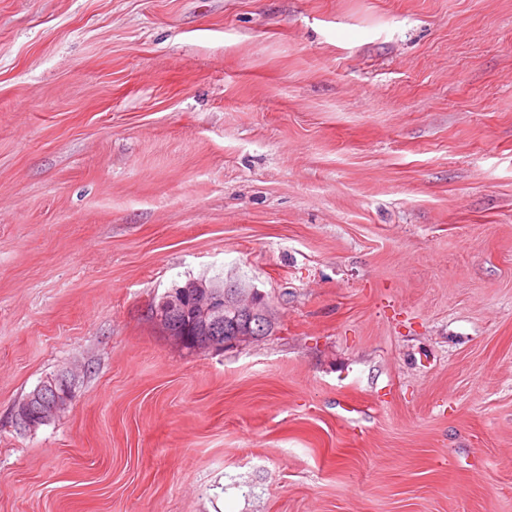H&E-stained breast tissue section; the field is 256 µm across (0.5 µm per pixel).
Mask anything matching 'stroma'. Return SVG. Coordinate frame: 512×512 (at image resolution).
Here are the masks:
<instances>
[{"mask_svg":"<svg viewBox=\"0 0 512 512\" xmlns=\"http://www.w3.org/2000/svg\"><path fill=\"white\" fill-rule=\"evenodd\" d=\"M0 512H512V0H0ZM195 299H189L188 304L184 297V289L174 288L166 292L160 299L158 305L153 308L151 305L153 321L163 336L182 345L183 336L179 335L181 327H175L171 316L176 312H185L194 316L201 313L203 321L210 325L221 328L224 321L231 322L233 328L226 332L224 341L212 343L200 350L227 351L248 344L257 338V330L253 329L252 322L264 328V321H268L272 328L276 325V317L264 294L256 288H249L240 283L223 284L221 282L197 281L193 285ZM191 301V302H190ZM240 317L247 319L245 323L238 324ZM201 320L186 322L179 319V323L189 324L187 329L190 336V344L184 346L190 350L194 344H200L215 336L209 325ZM253 330L255 332H253ZM75 376L69 371L47 377L38 385L33 393L14 409L15 424L20 430L34 431L42 425L53 421L61 411L65 410L75 397ZM46 390L53 391V398L43 402L42 396ZM42 404L40 410L32 412L33 405Z\"/></svg>","mask_w":512,"mask_h":512,"instance_id":"stroma-1","label":"stroma"}]
</instances>
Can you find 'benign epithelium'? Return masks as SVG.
<instances>
[{"instance_id": "benign-epithelium-1", "label": "benign epithelium", "mask_w": 512, "mask_h": 512, "mask_svg": "<svg viewBox=\"0 0 512 512\" xmlns=\"http://www.w3.org/2000/svg\"><path fill=\"white\" fill-rule=\"evenodd\" d=\"M194 299L186 302L184 289L174 288L166 292L153 308V321L160 333L169 339L182 342L181 328L171 319L176 312L192 316L201 314L203 321L220 328L230 322L233 328L226 332L224 341L205 346L207 350L227 351L257 339L253 325L264 326V322L276 325V317L264 294L256 288L240 283L197 281L193 285ZM75 397V376L64 371L46 378L33 393L14 409L17 427L23 431H34L53 421L65 410Z\"/></svg>"}]
</instances>
